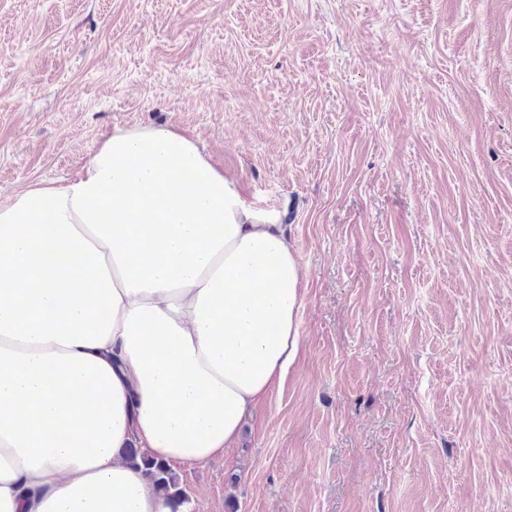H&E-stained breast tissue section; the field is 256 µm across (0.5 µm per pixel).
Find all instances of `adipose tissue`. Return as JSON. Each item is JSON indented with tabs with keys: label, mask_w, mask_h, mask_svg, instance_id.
<instances>
[{
	"label": "adipose tissue",
	"mask_w": 512,
	"mask_h": 512,
	"mask_svg": "<svg viewBox=\"0 0 512 512\" xmlns=\"http://www.w3.org/2000/svg\"><path fill=\"white\" fill-rule=\"evenodd\" d=\"M303 269L198 142L114 127L0 207V512H172L125 461L205 464L300 354Z\"/></svg>",
	"instance_id": "ef3b65f1"
}]
</instances>
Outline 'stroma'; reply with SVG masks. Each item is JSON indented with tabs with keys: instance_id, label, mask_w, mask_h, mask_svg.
<instances>
[{
	"instance_id": "obj_1",
	"label": "stroma",
	"mask_w": 512,
	"mask_h": 512,
	"mask_svg": "<svg viewBox=\"0 0 512 512\" xmlns=\"http://www.w3.org/2000/svg\"><path fill=\"white\" fill-rule=\"evenodd\" d=\"M116 125L195 138L304 271L186 512H512V0H0V206Z\"/></svg>"
}]
</instances>
